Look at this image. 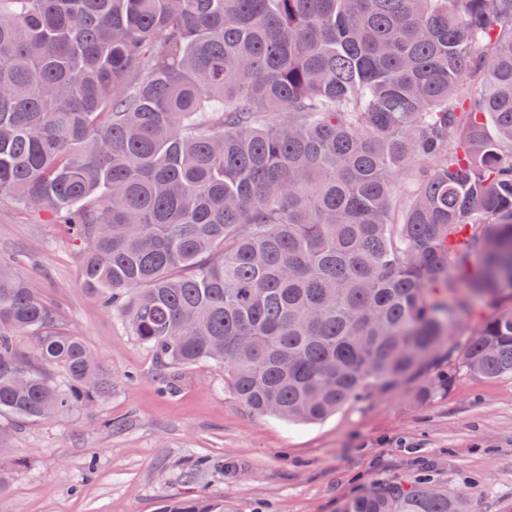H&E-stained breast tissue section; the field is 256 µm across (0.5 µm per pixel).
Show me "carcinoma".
<instances>
[{
  "label": "carcinoma",
  "mask_w": 512,
  "mask_h": 512,
  "mask_svg": "<svg viewBox=\"0 0 512 512\" xmlns=\"http://www.w3.org/2000/svg\"><path fill=\"white\" fill-rule=\"evenodd\" d=\"M2 201L69 225L167 391L210 362L314 423L443 355L512 375V0H0ZM111 389L0 265V415ZM468 500L392 484L341 512Z\"/></svg>",
  "instance_id": "carcinoma-1"
}]
</instances>
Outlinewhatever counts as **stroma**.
Returning <instances> with one entry per match:
<instances>
[{
  "mask_svg": "<svg viewBox=\"0 0 512 512\" xmlns=\"http://www.w3.org/2000/svg\"><path fill=\"white\" fill-rule=\"evenodd\" d=\"M81 252L66 225L0 203V265L32 283L112 378L111 397L80 410L0 417V512H156L198 492L224 512H341L419 478L468 491L470 512H512L511 376L459 373L424 403L419 379L376 385L311 425L253 413L208 363L164 393L153 354L85 288ZM201 457L209 464L195 469Z\"/></svg>",
  "mask_w": 512,
  "mask_h": 512,
  "instance_id": "stroma-1",
  "label": "stroma"
}]
</instances>
